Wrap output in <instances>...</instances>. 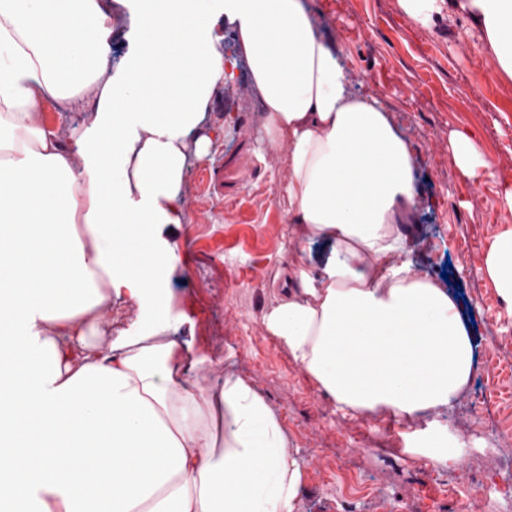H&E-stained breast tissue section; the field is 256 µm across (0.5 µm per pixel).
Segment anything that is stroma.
Instances as JSON below:
<instances>
[{
  "label": "stroma",
  "mask_w": 512,
  "mask_h": 512,
  "mask_svg": "<svg viewBox=\"0 0 512 512\" xmlns=\"http://www.w3.org/2000/svg\"><path fill=\"white\" fill-rule=\"evenodd\" d=\"M305 2L354 89L376 97L419 151L413 258L420 275L448 278L469 319L471 379L451 408L394 427L389 414L339 408L268 333L263 315L278 274L300 259L321 271L333 247L320 241L295 253L287 148L268 147L243 65L206 114L208 154H187L185 221L174 231L182 260L163 273L168 334L185 354L189 383L216 388L225 375L242 377L278 415L304 473L297 512H468L481 472L512 478V441L493 454L455 445L451 469L431 479L414 437L426 429L448 437L451 421L468 422L474 410L486 428L512 427V313L480 273L492 238L512 225V80L498 77L463 15L425 28L398 0ZM458 131L474 135L490 170L462 174L449 148Z\"/></svg>",
  "instance_id": "obj_1"
}]
</instances>
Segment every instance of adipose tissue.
<instances>
[{
  "label": "adipose tissue",
  "instance_id": "obj_1",
  "mask_svg": "<svg viewBox=\"0 0 512 512\" xmlns=\"http://www.w3.org/2000/svg\"><path fill=\"white\" fill-rule=\"evenodd\" d=\"M130 49L106 69L110 0H0V512H296L302 465L241 377L188 384L144 246L184 221L188 137L226 76L216 17L236 33L270 147L288 145L296 249L335 245L321 273L289 270L265 311L338 406L411 418L451 407L473 342L409 246L416 149L380 101L354 93L303 0H126ZM424 27L467 14L512 79V0H398ZM90 110L69 144L47 101ZM512 310V226L482 267ZM151 323L101 344L115 306Z\"/></svg>",
  "mask_w": 512,
  "mask_h": 512
}]
</instances>
